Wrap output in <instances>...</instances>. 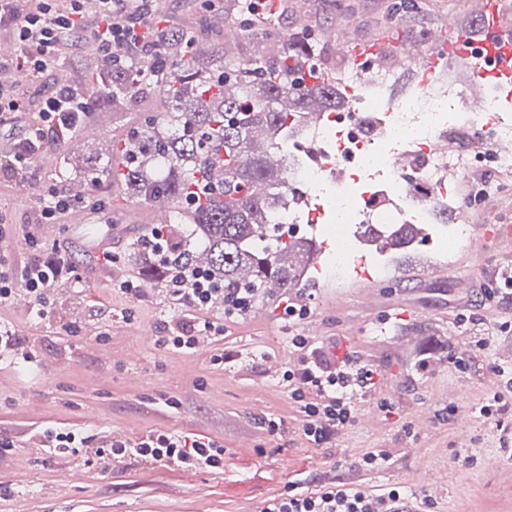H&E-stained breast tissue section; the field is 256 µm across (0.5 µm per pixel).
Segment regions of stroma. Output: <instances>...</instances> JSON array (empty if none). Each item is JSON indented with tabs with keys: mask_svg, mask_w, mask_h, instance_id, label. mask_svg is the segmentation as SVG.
<instances>
[{
	"mask_svg": "<svg viewBox=\"0 0 512 512\" xmlns=\"http://www.w3.org/2000/svg\"><path fill=\"white\" fill-rule=\"evenodd\" d=\"M422 2L423 19L396 29L388 19L390 0H341L338 10L332 0H289L284 25L291 30L333 26L337 41L349 46L395 36L419 44L425 31L451 14L465 20L467 29L478 26L475 0ZM226 3L212 0L206 9L201 0H158L156 8L208 47L224 39ZM86 48L84 41H75L56 70L39 79L22 80L14 72L7 78L21 85L30 106H37L61 76L85 70ZM163 110L161 95L147 94L128 108L125 126L101 129L94 139L72 132L66 146L44 152L25 184L0 171V221L10 226L13 259L28 256L23 241L42 182L70 190V179L55 173L67 153L104 150ZM85 200L86 207L63 223L45 225L41 239L47 247H68L80 283L56 291L46 321L30 316L26 304L0 307V323L13 326L25 353L35 356L31 364L0 363V441L13 445L0 455V512H264L271 496L288 486H311L337 475L370 493L397 485L419 498L431 496L435 512H464L477 499L512 493V459L475 411L489 395L492 366L512 368V331L500 329L503 320L512 319V309L488 313L469 334L460 332L456 320L469 303L459 282L481 275L489 257L512 255V247L489 234L480 248L465 245L452 254L440 245L422 247L390 264L405 286L389 288L378 280L363 285L350 275L336 280L315 272L290 294L288 300L312 306L302 334L320 345L357 351L377 371L372 400L359 405L355 422L340 431L335 447L315 448L297 433L300 421L282 381L297 359L283 317L288 300L257 301L234 320L225 318L223 305H210L205 315L223 326V334L199 336L190 353L158 346L157 326L178 323L183 314L166 289L128 256L151 228L150 207L108 183L88 189ZM95 234L111 237L115 266H101L90 250L88 239ZM119 280L141 284L149 302L138 304L116 289ZM73 322L83 325L82 335H67ZM449 341L467 352L466 371L443 356ZM134 344L140 360L132 364L127 352ZM225 347L233 351L234 362L213 365L212 356ZM423 360L429 363L424 370ZM381 400L390 402L391 412L378 408ZM451 412L471 420L468 434L448 420ZM262 418L283 419L286 435L261 431ZM49 427L88 434L87 448L20 469L22 447ZM156 430L211 438L224 448L223 468L182 470L134 457L106 463L95 455L114 435L136 441ZM372 448L389 450L387 465L360 466ZM419 470L429 481L408 484L407 474Z\"/></svg>",
	"mask_w": 512,
	"mask_h": 512,
	"instance_id": "stroma-1",
	"label": "stroma"
}]
</instances>
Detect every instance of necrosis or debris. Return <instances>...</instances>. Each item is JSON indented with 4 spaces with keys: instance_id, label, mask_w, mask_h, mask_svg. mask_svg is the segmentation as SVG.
Wrapping results in <instances>:
<instances>
[{
    "instance_id": "1",
    "label": "necrosis or debris",
    "mask_w": 512,
    "mask_h": 512,
    "mask_svg": "<svg viewBox=\"0 0 512 512\" xmlns=\"http://www.w3.org/2000/svg\"><path fill=\"white\" fill-rule=\"evenodd\" d=\"M369 90L361 110L331 113L323 125L293 134L284 144L289 180L337 204L336 260L328 269L333 277L340 276L351 259L349 241L355 227L370 224L380 229L409 217L422 224L437 223L439 213L448 206L452 166L440 139L452 128L466 127L477 133L483 145L481 161L512 168V151L497 147L512 136V128L501 125L499 99L493 90L485 91L481 110L453 120L447 106L430 94H421L419 101H407L390 113L380 131L367 125L366 115L383 103L385 89L374 80ZM308 139L322 143L320 154H306ZM405 148L413 149L418 165H401L399 152ZM330 163L347 166L348 180L328 178Z\"/></svg>"
}]
</instances>
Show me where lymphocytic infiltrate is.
Masks as SVG:
<instances>
[{"instance_id":"obj_1","label":"lymphocytic infiltrate","mask_w":512,"mask_h":512,"mask_svg":"<svg viewBox=\"0 0 512 512\" xmlns=\"http://www.w3.org/2000/svg\"><path fill=\"white\" fill-rule=\"evenodd\" d=\"M155 15L150 0L131 6L130 0H0V27L11 30L18 52L0 68L7 67L36 78L54 69L67 56L74 33L117 66L131 56L152 55L160 40L150 21ZM88 115L85 100L69 87L52 89L40 101L27 123L26 144L0 156V170L19 181H28L37 151L47 148L57 135L77 128ZM30 257L13 266L7 253L0 252V305L11 303L16 290L29 295L36 318L49 319L56 289L71 287L79 275L67 249L56 246L38 249L36 232H29ZM211 279L196 275L193 282L172 277L168 294L173 304L204 309L216 295ZM289 342L301 358L283 374L288 398L304 415L302 435L317 448L333 447L336 435L355 419L358 403L375 384L376 372L353 354L336 356L323 346L310 344L296 334ZM500 388L478 406L479 415L490 420L501 449L512 448V371L499 369ZM100 456H128L182 469L216 468L224 461V450L208 437L195 438L163 431L147 434L139 442L119 440L101 446ZM433 500H412L399 488L379 494L361 491L354 483L337 476L314 488L296 490L272 498L265 512H431Z\"/></svg>"}]
</instances>
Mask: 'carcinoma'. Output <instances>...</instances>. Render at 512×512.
I'll list each match as a JSON object with an SVG mask.
<instances>
[{
  "instance_id": "carcinoma-1",
  "label": "carcinoma",
  "mask_w": 512,
  "mask_h": 512,
  "mask_svg": "<svg viewBox=\"0 0 512 512\" xmlns=\"http://www.w3.org/2000/svg\"><path fill=\"white\" fill-rule=\"evenodd\" d=\"M421 9V0H392L389 18L406 22ZM227 19L261 43L282 44L281 54L243 60L226 46L199 56L187 32L168 27L159 55L128 58L80 88L90 111L105 101L114 119L146 90L162 95L164 112L122 139L124 168L91 152L65 174L89 187L111 183L140 203L166 198L180 205L176 223L188 228L180 229L178 251L171 255L174 270L208 274L227 292L246 289L257 298L273 289L286 295L298 287L304 260L314 258L316 246L302 238L262 243L272 212L304 199L288 180L287 166L272 167L267 158L281 152L289 134L311 124L312 115L344 108L346 84L321 61L322 48L309 32L288 33L274 24L255 36L238 8ZM469 69L450 56L439 78L460 81ZM425 232L422 224H396L379 234L364 226L360 237L380 253L400 256ZM130 257L166 284L140 245Z\"/></svg>"
}]
</instances>
